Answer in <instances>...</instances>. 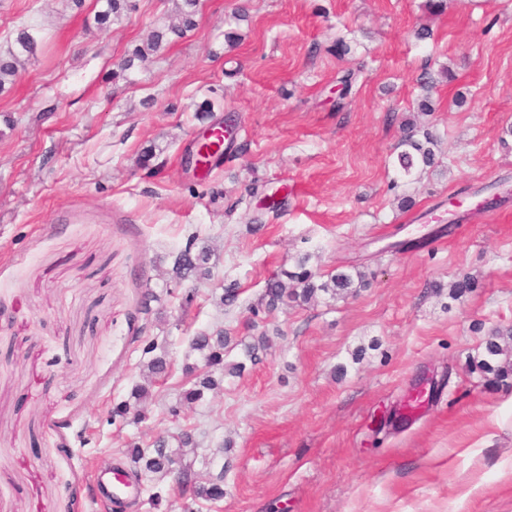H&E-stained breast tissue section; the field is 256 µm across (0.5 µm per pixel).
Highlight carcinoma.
I'll return each instance as SVG.
<instances>
[{
    "label": "carcinoma",
    "instance_id": "obj_1",
    "mask_svg": "<svg viewBox=\"0 0 512 512\" xmlns=\"http://www.w3.org/2000/svg\"><path fill=\"white\" fill-rule=\"evenodd\" d=\"M129 9H131L130 0H103L102 7L95 13V22L100 27H107L120 20L124 12ZM175 13L176 21L156 28L143 45L135 48L123 60L121 71L131 69L135 61L145 59L146 55L158 52L169 41V36H180L194 29L197 26L198 0H176ZM40 41V28L35 23H24L17 30L7 50L0 55V91L7 83L14 80L23 61L36 54ZM436 145L437 139L431 132L425 130L419 136L415 129H405L399 143L400 151L393 161L398 174L410 179L415 176L419 168L434 164L433 147ZM196 240L195 234L188 237L185 250L192 251L190 258L183 260L178 256L174 260L171 273L172 278L178 282L192 277L201 280L211 276L209 267L211 252L207 247L192 250ZM309 260L310 256L307 254L301 257L297 262L298 271L288 274L285 281L277 276L268 280L262 296V301L267 308L273 310L288 302L308 304L321 294L336 296L354 288L355 282H363L362 274L353 276L345 272H339L330 276V279L320 282L316 279V274L307 269ZM227 346L228 332L221 328L212 333L201 332L191 338L189 349L201 356L206 371L199 373L196 366L185 365L186 384H188V388L183 391L185 402L200 401L205 397L206 392L215 389L219 385V380L214 377L215 372L220 371L235 376L245 369L246 363L253 365L259 363L261 361L259 353L265 350L266 338L260 336L256 342L245 346L243 360L238 362H224V350ZM170 366V360L164 352L150 358L143 370L146 384L135 386L131 398L137 402L147 398L149 385L158 378L167 377ZM110 417L114 419L130 417L137 421L144 418L145 414L130 402L122 401L112 407ZM175 440L179 448H195L198 445L195 428L190 426L181 428ZM128 458L145 477L151 479L156 475L164 476L167 474L172 458L170 442L165 437H157L144 448L135 443L128 449ZM191 495L195 500L201 499L210 504L223 500L224 469H219L216 476L204 483H194Z\"/></svg>",
    "mask_w": 512,
    "mask_h": 512
}]
</instances>
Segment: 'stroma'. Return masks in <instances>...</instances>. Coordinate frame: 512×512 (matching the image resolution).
Segmentation results:
<instances>
[{"label": "stroma", "mask_w": 512, "mask_h": 512, "mask_svg": "<svg viewBox=\"0 0 512 512\" xmlns=\"http://www.w3.org/2000/svg\"><path fill=\"white\" fill-rule=\"evenodd\" d=\"M132 2L101 29L95 0H0V51L21 22L43 25L0 91V512H102L98 474L186 425L200 445L178 459L223 473L221 512H512V376L481 367L491 334L512 331V195L477 206L478 188L512 186V0H447L435 15L426 0H250L241 22L239 0H199L197 27L125 77L115 62L175 4ZM229 117L231 152L189 166ZM412 121L437 137L440 164L407 181L392 161ZM193 232L213 256L192 287L169 271ZM303 256L366 285L267 309L269 278ZM466 275L476 288L449 298ZM230 284L238 298L220 305ZM218 327L226 360L261 332L269 345L181 404L188 339ZM152 341L171 375L145 421H108ZM426 370L436 391L403 418Z\"/></svg>", "instance_id": "obj_1"}]
</instances>
